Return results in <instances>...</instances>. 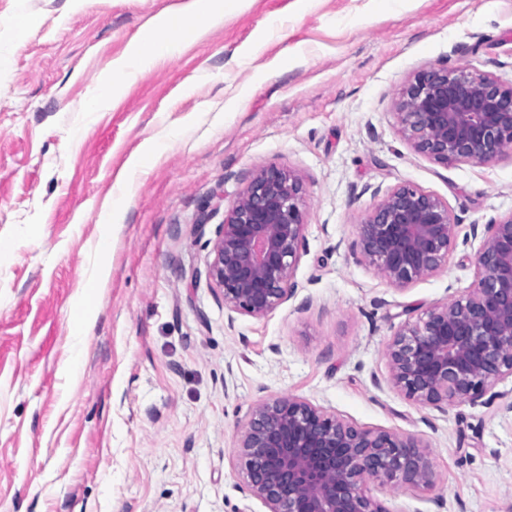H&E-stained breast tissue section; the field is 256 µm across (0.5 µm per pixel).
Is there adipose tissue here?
Returning <instances> with one entry per match:
<instances>
[{
    "label": "adipose tissue",
    "mask_w": 512,
    "mask_h": 512,
    "mask_svg": "<svg viewBox=\"0 0 512 512\" xmlns=\"http://www.w3.org/2000/svg\"><path fill=\"white\" fill-rule=\"evenodd\" d=\"M223 19L224 0H190L184 10L158 16L151 30L122 58L113 61L111 73L103 76L86 105L87 111H100L114 97L119 89L114 74L128 80L136 78L146 68L178 52L185 37L217 26Z\"/></svg>",
    "instance_id": "obj_1"
}]
</instances>
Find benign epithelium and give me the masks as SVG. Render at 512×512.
Wrapping results in <instances>:
<instances>
[{
  "label": "benign epithelium",
  "instance_id": "1",
  "mask_svg": "<svg viewBox=\"0 0 512 512\" xmlns=\"http://www.w3.org/2000/svg\"><path fill=\"white\" fill-rule=\"evenodd\" d=\"M396 109L410 148L443 166L512 153V84L473 67L420 72ZM305 190L291 170L258 172L224 223L208 279L232 312L262 318L289 296L305 231ZM455 223L448 204L410 185L383 194L357 241L362 257L404 289L448 262ZM469 292L406 321L386 347L394 385L437 408L486 405L512 377V212L484 225ZM248 492L268 512H388L368 496L375 479L428 486L435 474L414 436L357 427L293 396L258 402L236 449Z\"/></svg>",
  "mask_w": 512,
  "mask_h": 512
}]
</instances>
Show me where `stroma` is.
Wrapping results in <instances>:
<instances>
[{
    "label": "stroma",
    "instance_id": "stroma-1",
    "mask_svg": "<svg viewBox=\"0 0 512 512\" xmlns=\"http://www.w3.org/2000/svg\"><path fill=\"white\" fill-rule=\"evenodd\" d=\"M187 2L0 0V512H267L235 450L251 408L287 395L422 440L435 482L370 483L388 512H512V379L437 409L385 357L472 288L471 225L512 212V155L434 163L395 98L430 68L511 81L512 0H235L87 111ZM262 168L300 174L306 227L291 295L258 319L229 314L207 266ZM401 184L446 202L458 240L399 290L352 244Z\"/></svg>",
    "mask_w": 512,
    "mask_h": 512
}]
</instances>
